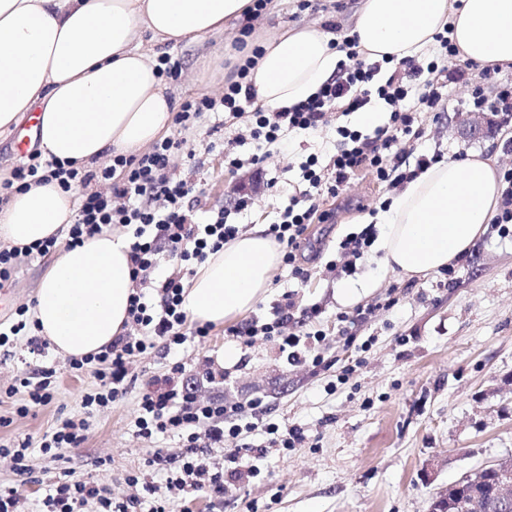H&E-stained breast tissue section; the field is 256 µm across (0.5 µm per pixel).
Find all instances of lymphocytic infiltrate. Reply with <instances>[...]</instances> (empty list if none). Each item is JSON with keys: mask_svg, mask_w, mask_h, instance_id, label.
I'll return each instance as SVG.
<instances>
[{"mask_svg": "<svg viewBox=\"0 0 512 512\" xmlns=\"http://www.w3.org/2000/svg\"><path fill=\"white\" fill-rule=\"evenodd\" d=\"M341 49L345 58L335 76L315 97L290 109L266 112L254 107L251 91L245 86L248 68L238 65L225 82L222 96L185 99L174 118L176 125L186 131L205 114L222 112L232 119H245L246 134L251 140L273 145L280 143L284 131L326 126L328 111L335 106L354 112L375 99L389 107L388 123L375 128L373 133L337 127L339 144L335 155L325 166L313 156L301 164L306 190L290 199L280 221L267 230L282 253L283 264L303 283L311 277L310 270L301 262V247L308 229L311 224L332 219V211L324 209L323 204L339 198L352 176L367 173L378 183L397 188L442 158L441 153L426 151L411 156L407 145L422 138L423 132L416 127L413 112L402 107L411 93L426 108L441 105L446 81L437 61L406 59L387 75L381 62L361 59L356 40H345ZM478 71L483 81L493 85L495 94L489 98L476 92L462 101V108L487 114L489 126L495 128L512 124V78L501 77L497 66ZM183 145V139L166 137L146 152L113 156L110 165L97 170L49 160L34 150L25 155L10 178L0 182L1 204L15 188L22 190L53 181L65 191L86 188L76 221L68 232L69 245L81 244L84 238L103 231L120 230L128 240L135 284L124 332L99 352L68 359L64 364L69 372H87L95 380L94 389L82 397V417L58 419L56 426L37 440L27 436L0 444V459L9 460L21 479L20 485L37 481L29 465L32 449L61 459L87 441L92 419L121 400L135 385L138 376L131 366L149 350L161 352L170 363L167 374L153 378L142 393L133 420L134 431L149 440L172 437L182 446L177 454L155 449L142 469L127 476L129 484L142 486L143 495L150 496V512H168L174 494L223 495L224 470L216 465L212 452L223 447L226 438L262 430L269 440L267 446L258 447L261 455L267 447L292 448L303 440L298 429L257 422L255 411L263 404L261 398L241 403L200 395L201 387L226 380L229 371L218 367L210 356L197 359L190 367L180 357L185 344L205 343L212 330L211 324L192 321L185 311V278L192 274L195 264L238 236L239 227L230 222L229 216L248 205L246 195L239 194L234 197L232 208H220L208 221H196L193 185L170 174L172 158ZM97 181L108 183V192L92 190V183ZM375 240L374 231L368 227L348 233L338 244L336 259L327 262V270L340 275L354 274L358 261L364 259ZM164 259L170 261L172 269L161 278L157 271ZM274 313L272 321L255 318L228 328L227 333L246 346L258 336L275 342L289 365L305 364L315 371L328 368L321 348L322 332L308 329L309 323L320 317L321 307L314 304L298 309L295 294L289 291L275 304ZM56 392V368L42 367L17 376L1 392L13 400L14 411L9 416L0 415V427H9L14 418L27 416L31 407L48 405ZM158 471L164 472V482H155L154 474ZM141 497L134 495L115 501L104 484L63 478L47 489L42 504L44 512H85L92 503L97 505V512H137Z\"/></svg>", "mask_w": 512, "mask_h": 512, "instance_id": "1", "label": "lymphocytic infiltrate"}]
</instances>
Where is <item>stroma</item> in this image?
Masks as SVG:
<instances>
[{
	"label": "stroma",
	"mask_w": 512,
	"mask_h": 512,
	"mask_svg": "<svg viewBox=\"0 0 512 512\" xmlns=\"http://www.w3.org/2000/svg\"><path fill=\"white\" fill-rule=\"evenodd\" d=\"M356 4L311 0L302 11L297 0H277L257 24L254 38L260 41L267 32L305 23L333 21L345 28ZM166 52L182 65V77L170 85L179 101L212 94L237 63L234 41L221 34L201 43L188 40ZM470 91V83L449 78V110L418 113L424 131L419 149H436L448 157L463 147L494 158L498 168L512 166V152L503 149L505 131L466 134V117L456 106ZM340 125L359 128L357 113L330 112L326 127L290 135L283 151L240 142L244 123L226 124L215 114L190 135L195 160L178 155L173 175L195 185L194 211L202 221L224 206L237 182L224 165L225 153L243 159L262 156L267 186L253 191L247 208L230 219L244 231L257 223L269 225L301 191L300 163L312 155L324 164L335 153ZM213 141L223 143V151H208ZM391 193L371 175L352 177L334 225L312 224L313 248L332 254L337 238L361 230L363 218ZM50 264L47 258L23 259L7 288L13 304L34 303ZM440 278L437 272L389 273L368 296L347 307L336 297L342 279L324 268L303 285L286 267H277L271 291L253 316L270 318L273 303L291 290L300 307L322 305L319 328L332 367L315 374L310 367L289 365L275 343L258 339L247 349V364L232 368L229 380L203 394L230 402L262 398L259 416L300 429L304 440L294 448L268 449L258 463L259 474L236 478L224 497L176 498L171 512H430L432 502L463 474L512 457V240L500 239L497 228L488 227L470 255L456 264L452 285L440 286ZM342 313H360L364 319L351 325L339 321ZM63 364L53 351L31 353L22 340L12 353L0 354L2 387L18 372L40 366L56 367L58 376L54 401L0 428V442L40 438L58 418L81 413V398L94 379L73 376ZM166 369L158 354L141 355L132 366L135 386L95 418L82 447L60 461L31 453L39 482L24 488L27 512H40L48 485L66 473L105 483L114 499L129 498L136 490L126 476L143 466L150 449L177 452L176 439L146 440L130 425L147 382ZM428 465L433 471L427 478L423 469Z\"/></svg>",
	"instance_id": "1"
}]
</instances>
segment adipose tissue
I'll return each mask as SVG.
<instances>
[{
  "label": "adipose tissue",
  "instance_id": "ef3b65f1",
  "mask_svg": "<svg viewBox=\"0 0 512 512\" xmlns=\"http://www.w3.org/2000/svg\"><path fill=\"white\" fill-rule=\"evenodd\" d=\"M251 0H0V139L38 111L45 158L87 168L148 148L176 110L158 73L167 44L203 40L241 19ZM449 31L462 57L512 65V0H361L351 35L366 59L423 54ZM150 40H143V33ZM310 24L269 34L247 77L255 106L277 112L332 79L344 54ZM504 186L490 160L471 151L432 164L379 210L383 272L420 275L466 258L499 212ZM79 190L57 184L12 193L0 206V245L49 237L61 247L44 274L31 320L57 354L81 358L123 331L133 292L125 236L104 231L65 246ZM280 262L275 242L254 225L196 265L185 282L192 320L213 325L251 311L270 291Z\"/></svg>",
  "mask_w": 512,
  "mask_h": 512
}]
</instances>
